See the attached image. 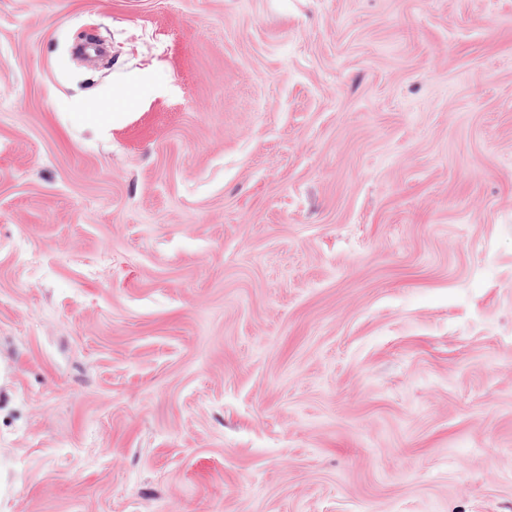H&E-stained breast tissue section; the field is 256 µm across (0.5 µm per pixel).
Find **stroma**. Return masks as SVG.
I'll return each mask as SVG.
<instances>
[{
    "mask_svg": "<svg viewBox=\"0 0 512 512\" xmlns=\"http://www.w3.org/2000/svg\"><path fill=\"white\" fill-rule=\"evenodd\" d=\"M0 512H512V0H0Z\"/></svg>",
    "mask_w": 512,
    "mask_h": 512,
    "instance_id": "35a3bbf8",
    "label": "stroma"
}]
</instances>
